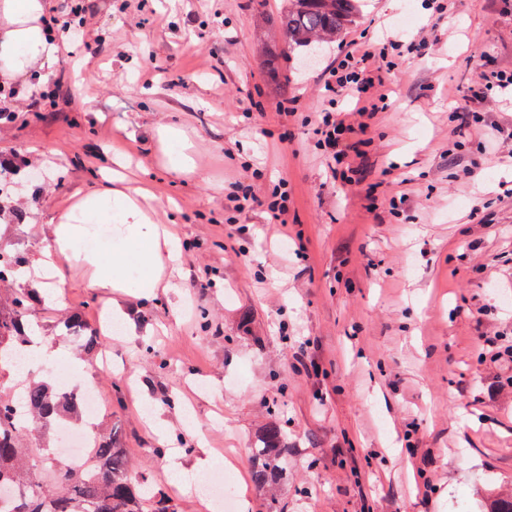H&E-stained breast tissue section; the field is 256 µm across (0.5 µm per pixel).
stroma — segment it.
I'll return each instance as SVG.
<instances>
[{
	"label": "stroma",
	"mask_w": 512,
	"mask_h": 512,
	"mask_svg": "<svg viewBox=\"0 0 512 512\" xmlns=\"http://www.w3.org/2000/svg\"><path fill=\"white\" fill-rule=\"evenodd\" d=\"M280 0H84L96 50L78 30L57 61L15 64L37 75L55 106L18 113L0 130V157L39 160L23 184L19 225L0 242L33 265L74 203L106 189L120 169L128 187L181 244L170 285L141 300L94 288L93 270L55 256L50 298L31 312L44 343L62 317L83 310L103 327L113 307L132 324L103 335L112 364L84 358L107 417L136 464L175 512H206L177 478L235 476L249 512H478L482 492L512 491V399L482 405L501 362L479 363L476 338L512 321V94L482 110L454 147L449 115L479 62L512 67V0H363L358 22L321 63L306 68L276 27ZM412 25L401 28L403 12ZM431 36L389 87L370 122L361 183L332 179L307 116L327 106L326 66L348 42ZM291 101L293 116L277 109ZM172 125L198 169L172 171L158 135ZM264 198L288 191V236L262 208L238 212L235 182ZM483 204L486 223L470 216ZM313 342L317 367L294 355ZM165 408L173 446L158 444L144 412ZM288 437L283 475L251 480L253 446L270 425Z\"/></svg>",
	"instance_id": "1"
}]
</instances>
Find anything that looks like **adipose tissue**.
Returning a JSON list of instances; mask_svg holds the SVG:
<instances>
[{
  "instance_id": "obj_1",
  "label": "adipose tissue",
  "mask_w": 512,
  "mask_h": 512,
  "mask_svg": "<svg viewBox=\"0 0 512 512\" xmlns=\"http://www.w3.org/2000/svg\"><path fill=\"white\" fill-rule=\"evenodd\" d=\"M12 8L27 23L8 31L7 43L17 54L40 52L54 61L56 49L42 38L36 24L42 9L39 0H13ZM83 208V223L57 225L56 245L93 267V285L151 296L161 270L160 223L142 211L133 196L118 189L93 192Z\"/></svg>"
}]
</instances>
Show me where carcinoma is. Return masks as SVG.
Listing matches in <instances>:
<instances>
[{"mask_svg":"<svg viewBox=\"0 0 512 512\" xmlns=\"http://www.w3.org/2000/svg\"><path fill=\"white\" fill-rule=\"evenodd\" d=\"M360 6V0H284L279 24L288 48L336 41L355 22ZM0 283L9 286L8 294L0 295V356L17 348L29 354L35 335L28 320L33 306L30 288L8 271L0 272ZM60 336L86 353L102 345L77 311L62 322ZM18 405L32 419L29 430L17 424ZM76 415L77 409L48 376L29 377L9 389L0 387V485L13 488L8 500L0 499V512H173L163 494L145 497L144 481L133 473L114 432L96 433L91 474H77L62 464L47 466L39 453L43 437ZM257 442L252 480L263 488L276 480L273 462L287 452L288 443L277 426L269 427ZM486 512H512V492L494 496Z\"/></svg>","mask_w":512,"mask_h":512,"instance_id":"obj_1","label":"carcinoma"}]
</instances>
